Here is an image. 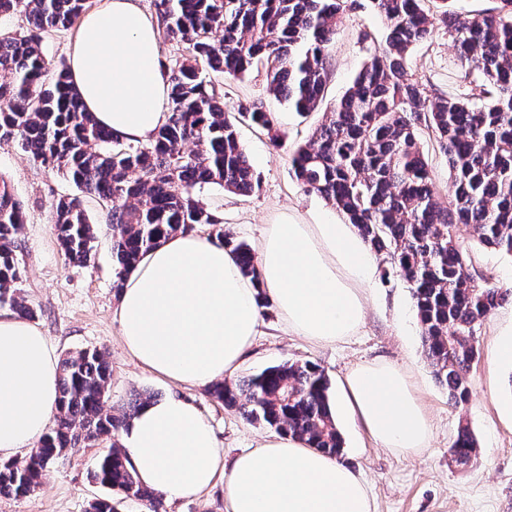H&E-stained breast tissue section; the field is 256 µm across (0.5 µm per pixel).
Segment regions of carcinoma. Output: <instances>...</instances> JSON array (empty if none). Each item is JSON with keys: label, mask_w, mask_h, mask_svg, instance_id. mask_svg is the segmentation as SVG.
<instances>
[{"label": "carcinoma", "mask_w": 512, "mask_h": 512, "mask_svg": "<svg viewBox=\"0 0 512 512\" xmlns=\"http://www.w3.org/2000/svg\"><path fill=\"white\" fill-rule=\"evenodd\" d=\"M367 2L383 19L384 44L311 137L289 148L291 171L384 257L388 273L409 285L426 359L450 401L460 405L469 395L477 331L512 295L474 278L473 255L459 238L464 226L480 245L512 261V0H495L466 16L455 11L454 0ZM154 6L162 43L178 47L163 63L170 116L152 139L131 143L97 124L67 65L52 64L42 50L44 34L75 25L88 0H0V16L19 14L27 22L19 32H0V134L18 139L35 160L78 188L55 205V232L68 261L88 265L94 258L98 224L89 219L85 199L107 203L101 222L112 230L115 290L163 238L201 224L257 283L254 250L224 227V218L199 192L219 186L248 195L257 187L239 123L265 129L277 149L285 135L260 103L241 101L236 112H224V87L212 74L238 79L261 72L270 93L304 117L326 99L328 46L343 14L363 3L154 0ZM440 27L454 43L463 80L475 70L484 77L465 96L433 94L411 75L412 47ZM423 129L448 164L454 191L445 203L420 141ZM24 220L22 202L0 177V307L31 321L36 310L17 287ZM111 377L112 363L102 349L62 358L56 426L34 453L0 461V495H29L66 449L106 436L112 445L97 461L93 479L143 502L149 512H161L163 495L137 480L118 444L120 431L154 395H131L115 416L106 409ZM329 388L319 365L285 361L231 384L216 382L212 392L246 421L338 459L344 441L331 414ZM476 448L470 429L459 426L449 448L452 460L467 464Z\"/></svg>", "instance_id": "obj_1"}]
</instances>
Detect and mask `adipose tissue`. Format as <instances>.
Listing matches in <instances>:
<instances>
[{
    "label": "adipose tissue",
    "instance_id": "ef3b65f1",
    "mask_svg": "<svg viewBox=\"0 0 512 512\" xmlns=\"http://www.w3.org/2000/svg\"><path fill=\"white\" fill-rule=\"evenodd\" d=\"M69 75L89 112L128 142L151 139L169 118L168 75L154 17L139 0H104L87 14ZM259 282L235 255L193 233L164 240L128 275L115 319L125 347L170 384L206 386L233 373L258 334L259 290L275 302L289 333L317 346L363 325L374 261L352 225H267L257 256ZM59 359L34 324L0 312V459L31 452L55 413ZM352 415L382 447L425 448L428 414L407 371L384 362L346 375ZM127 466L169 501L224 481L226 512H372L367 484L351 467L280 434L225 464L208 420L192 400L172 394L145 402L121 431Z\"/></svg>",
    "mask_w": 512,
    "mask_h": 512
}]
</instances>
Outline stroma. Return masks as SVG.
I'll use <instances>...</instances> for the list:
<instances>
[{
    "label": "stroma",
    "mask_w": 512,
    "mask_h": 512,
    "mask_svg": "<svg viewBox=\"0 0 512 512\" xmlns=\"http://www.w3.org/2000/svg\"><path fill=\"white\" fill-rule=\"evenodd\" d=\"M384 25L368 9L345 13L328 52L332 77L320 110L308 118L289 111L269 93L263 75L250 73L241 79L227 78L224 109L233 112L238 102L264 104L284 115L281 128L287 145L274 149L261 127L238 126L258 186L238 196L213 186L204 190L208 208L223 213L224 224L238 239L257 246L266 225L291 216L312 222L315 215L336 216L337 211L316 193L306 191L293 177L288 145L306 141L331 111L335 99L349 86L383 38ZM415 73L433 90L466 93L469 84L481 83L473 72L469 83L460 80V62L448 34L439 29L412 52ZM0 176L25 205L26 222L18 259L23 270L22 296L36 311V325L58 355L82 349L106 350L112 360L108 409L120 411L130 394L150 391L165 396L168 387L138 366L125 349L113 313L117 294L112 287V237L100 226L90 266L66 260L52 224V204L73 193L72 184L35 161L12 140H0ZM464 245L475 256V274L496 285L512 287V262L479 245L469 231H462ZM373 290L367 302L363 326L345 341L316 347L289 335L276 306L260 314L259 334L235 378L260 372L284 361H310L324 369L333 391H340L348 371L359 364L386 360L404 367L426 407L431 423L428 448L415 455H400L376 445L352 420L341 419L337 428L344 440L343 463L360 473L371 490L374 512H512V424L502 418L501 405L512 400V366L495 363L498 334L512 321V299L500 304L482 323L477 341L479 357L468 374L466 404L448 402L426 360L411 292L407 284L387 276L382 258H375ZM183 393L208 418L223 446L225 462L256 447L271 436V429L247 422L235 410L215 399L209 387H187ZM467 424L478 448L470 463L451 461L448 449L459 424ZM110 442L99 439L72 448L52 466L41 485L21 499L1 497L0 512H86L104 494L92 478L97 457Z\"/></svg>",
    "instance_id": "obj_1"
}]
</instances>
